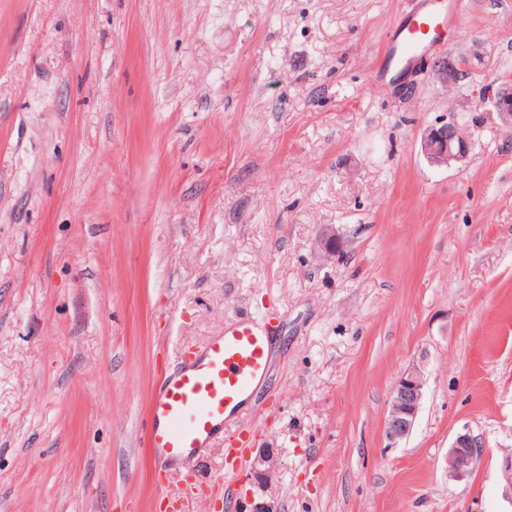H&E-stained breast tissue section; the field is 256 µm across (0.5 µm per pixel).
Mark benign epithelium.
I'll return each mask as SVG.
<instances>
[{"label":"benign epithelium","instance_id":"obj_1","mask_svg":"<svg viewBox=\"0 0 512 512\" xmlns=\"http://www.w3.org/2000/svg\"><path fill=\"white\" fill-rule=\"evenodd\" d=\"M422 148L431 162L442 165L464 157L468 152V143L456 125L443 124L425 132ZM339 243L336 229L330 225L324 226L317 238L320 251L327 257H334L338 253ZM424 385L423 372L418 367L405 371L395 385L384 424L389 447L398 445L414 428L424 396ZM481 452L473 436L468 433L457 435L448 452L449 470L456 476L467 473ZM251 468L258 493L247 503L245 512H278L273 494L280 470L277 453L272 448L259 449Z\"/></svg>","mask_w":512,"mask_h":512}]
</instances>
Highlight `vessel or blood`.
<instances>
[{
  "label": "vessel or blood",
  "mask_w": 512,
  "mask_h": 512,
  "mask_svg": "<svg viewBox=\"0 0 512 512\" xmlns=\"http://www.w3.org/2000/svg\"><path fill=\"white\" fill-rule=\"evenodd\" d=\"M461 20L455 10L414 11L389 43L368 86L383 85L390 71L407 64L434 43L442 27ZM266 322L241 317L224 327L202 351L190 353L181 369L162 379L145 425L149 448L162 459L183 460L200 455L224 427V412L251 394L265 376L269 359Z\"/></svg>",
  "instance_id": "vessel-or-blood-1"
}]
</instances>
